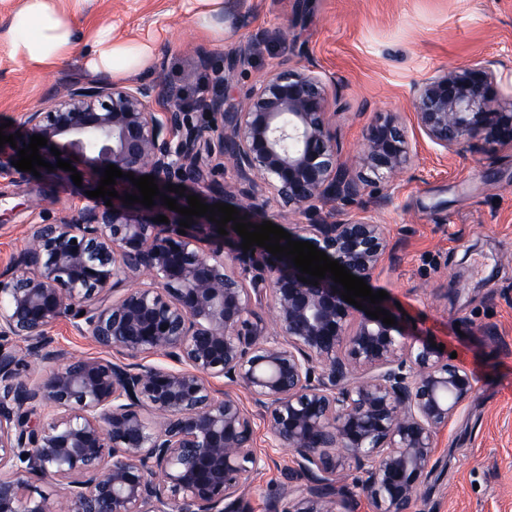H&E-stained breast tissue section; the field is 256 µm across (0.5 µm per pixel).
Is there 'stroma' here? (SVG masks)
<instances>
[{
	"label": "stroma",
	"instance_id": "1",
	"mask_svg": "<svg viewBox=\"0 0 512 512\" xmlns=\"http://www.w3.org/2000/svg\"><path fill=\"white\" fill-rule=\"evenodd\" d=\"M248 24L210 44L194 22L195 0H84L82 37L111 26L153 43L169 81L193 100L212 85L195 51L222 58L225 45L262 34L238 83L249 86L282 58L335 78L336 138L357 163L375 113L412 122L413 83L472 60L512 51V0H246ZM76 61L34 71L0 55V124L22 129L23 113L82 74ZM412 167L394 184L368 182L357 204L373 214L391 251L369 285L402 307L412 343L434 341L456 355L475 389L437 440L433 475L416 512H512V149L465 147L448 155L413 144ZM46 195L51 216L90 205L85 188L44 170L0 177V268L23 249L39 216L29 199ZM269 465L248 489L246 512H269L291 464L258 430Z\"/></svg>",
	"mask_w": 512,
	"mask_h": 512
}]
</instances>
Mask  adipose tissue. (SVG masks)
I'll use <instances>...</instances> for the list:
<instances>
[{
	"label": "adipose tissue",
	"instance_id": "ef3b65f1",
	"mask_svg": "<svg viewBox=\"0 0 512 512\" xmlns=\"http://www.w3.org/2000/svg\"><path fill=\"white\" fill-rule=\"evenodd\" d=\"M0 51L35 70L76 58L116 80L147 69L155 58L154 45L113 35L108 28L83 48L78 22L61 0H18L6 27L0 28Z\"/></svg>",
	"mask_w": 512,
	"mask_h": 512
}]
</instances>
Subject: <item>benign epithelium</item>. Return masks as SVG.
<instances>
[{
    "label": "benign epithelium",
    "instance_id": "7a95c632",
    "mask_svg": "<svg viewBox=\"0 0 512 512\" xmlns=\"http://www.w3.org/2000/svg\"><path fill=\"white\" fill-rule=\"evenodd\" d=\"M259 44L239 42L218 62L198 50L214 87L191 106L161 73L149 84L75 77L22 126L47 139V162L69 160L97 181L114 164L154 176L182 207L188 199L166 186L190 184L204 203L229 197L256 225L272 203L302 215L291 240L367 281L389 241L369 212L344 214L363 180L341 159L330 122L335 79L286 58L254 84H235ZM500 66L486 57L414 84L421 138L444 154L512 147ZM192 111L208 121L190 125ZM412 159L399 113H375L361 165L388 183ZM226 166L232 185L215 179ZM114 188L112 205L56 220L41 198V222L0 269V512H243L250 480L269 465L255 449L259 421L292 455L285 506L272 512H340L337 475L347 470L380 512H413L437 436L474 391L473 376L439 348L403 340L399 324L371 318L374 304L345 302L331 276L314 286L257 245L226 255L208 217H193L182 235V215L161 197L127 206L122 196L138 189L126 177ZM63 319L112 357L61 346L52 329ZM151 356L170 365L148 366ZM46 480L61 489L53 501L38 487Z\"/></svg>",
    "mask_w": 512,
    "mask_h": 512
}]
</instances>
